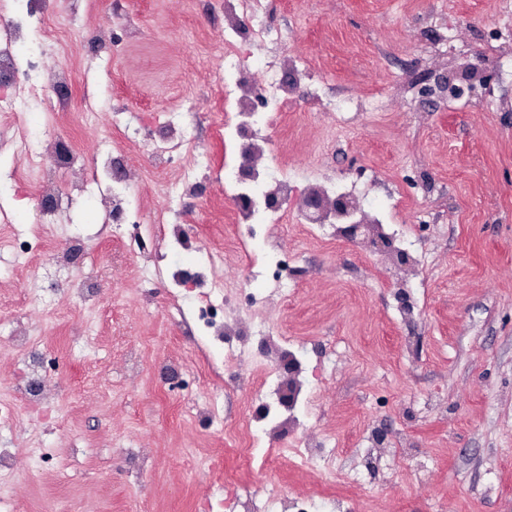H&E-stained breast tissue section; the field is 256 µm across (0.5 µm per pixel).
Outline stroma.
Returning a JSON list of instances; mask_svg holds the SVG:
<instances>
[{
  "label": "stroma",
  "mask_w": 512,
  "mask_h": 512,
  "mask_svg": "<svg viewBox=\"0 0 512 512\" xmlns=\"http://www.w3.org/2000/svg\"><path fill=\"white\" fill-rule=\"evenodd\" d=\"M215 0H77L60 42L25 23L27 56L45 79L72 78L71 109L25 102L15 129L37 148L73 137L96 182L73 192L53 245L77 238L72 270L45 254L18 258L5 244L36 223L25 165L0 131V398L16 421L0 428L12 467L0 475V512H266L277 486L306 512H512V0H263V21L286 30L289 50L316 73L314 96L293 101L269 128L293 196L342 175L376 178L362 207L390 233L414 239L413 271L375 247L350 246L337 227L307 232L289 208L279 238L251 254L224 203V81L207 61L224 42ZM486 73L467 69L473 47ZM371 98L370 112H331L323 101ZM93 104L97 121L77 119ZM190 125L209 168L166 202L152 172L153 144ZM124 146L123 182L112 144ZM133 193L134 224L113 226L112 196ZM173 206L180 240L152 243L156 211ZM224 254L206 279L171 284L173 271ZM293 290L271 282L248 307L218 283L241 280L274 250ZM223 298L231 330L211 344L193 319ZM25 330L53 395L27 402L31 362L13 345ZM295 342L316 403L265 423L256 442L241 425L262 411L265 346ZM244 349L225 366V349ZM219 400L217 419L196 414ZM290 446L320 442L335 484L289 454L270 459L269 430Z\"/></svg>",
  "instance_id": "stroma-1"
}]
</instances>
